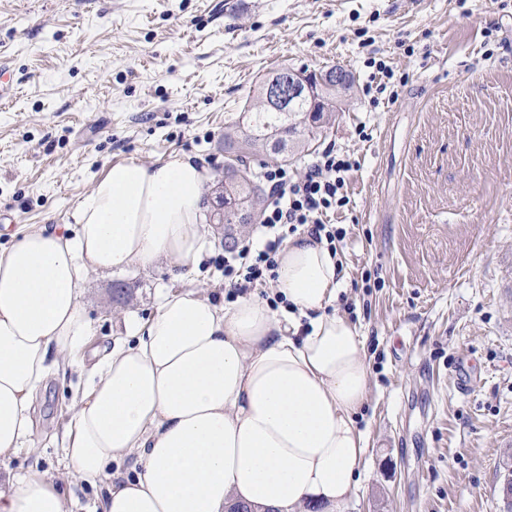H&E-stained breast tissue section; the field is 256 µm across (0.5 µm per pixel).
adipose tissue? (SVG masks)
Segmentation results:
<instances>
[{"mask_svg": "<svg viewBox=\"0 0 512 512\" xmlns=\"http://www.w3.org/2000/svg\"><path fill=\"white\" fill-rule=\"evenodd\" d=\"M212 173L188 157L112 165L73 223L20 230L0 246V459L33 442V402L53 370L92 359L64 436L67 471L12 473L0 512H72L69 487L115 476L96 512H345L365 440V338L334 313L339 260L289 236L271 306L251 291L212 300L158 295L131 340L92 347L89 274L132 267L190 273L212 250L203 205Z\"/></svg>", "mask_w": 512, "mask_h": 512, "instance_id": "1", "label": "adipose tissue"}]
</instances>
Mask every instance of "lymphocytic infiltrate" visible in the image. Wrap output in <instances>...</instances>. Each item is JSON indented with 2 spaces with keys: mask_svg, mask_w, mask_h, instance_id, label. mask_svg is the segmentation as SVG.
I'll return each mask as SVG.
<instances>
[{
  "mask_svg": "<svg viewBox=\"0 0 512 512\" xmlns=\"http://www.w3.org/2000/svg\"><path fill=\"white\" fill-rule=\"evenodd\" d=\"M353 167L349 155L332 146L326 147L300 175L284 165L262 167L260 177L266 196L259 226L263 242L225 250L228 299L276 279V257L288 235L305 231L331 246L342 239L343 229L330 224L328 215L348 205L349 199L342 189L344 175Z\"/></svg>",
  "mask_w": 512,
  "mask_h": 512,
  "instance_id": "lymphocytic-infiltrate-1",
  "label": "lymphocytic infiltrate"
}]
</instances>
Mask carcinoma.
<instances>
[{
    "mask_svg": "<svg viewBox=\"0 0 512 512\" xmlns=\"http://www.w3.org/2000/svg\"><path fill=\"white\" fill-rule=\"evenodd\" d=\"M301 74L311 88L309 93L287 108L271 107L265 101V86H260L256 103L248 109L249 125L235 138L225 136L237 164L224 167L228 180L224 194L218 196L222 208L213 210L215 223L231 225L240 212L247 213V223H253L264 195L253 164L304 150L309 140L330 124L339 103L353 88L351 74L338 66Z\"/></svg>",
    "mask_w": 512,
    "mask_h": 512,
    "instance_id": "carcinoma-1",
    "label": "carcinoma"
}]
</instances>
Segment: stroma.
<instances>
[{
  "label": "stroma",
  "instance_id": "obj_1",
  "mask_svg": "<svg viewBox=\"0 0 512 512\" xmlns=\"http://www.w3.org/2000/svg\"><path fill=\"white\" fill-rule=\"evenodd\" d=\"M0 244L72 223L112 164L189 155L222 193L224 132L281 67L355 84L308 150L351 155L331 221L339 312L366 338V448L346 512H504L512 468V0H0ZM386 91H379V84ZM224 295V239L188 277L166 265L90 275L93 342L148 318L158 289ZM87 383L37 398L34 445L8 471L64 473Z\"/></svg>",
  "mask_w": 512,
  "mask_h": 512
}]
</instances>
